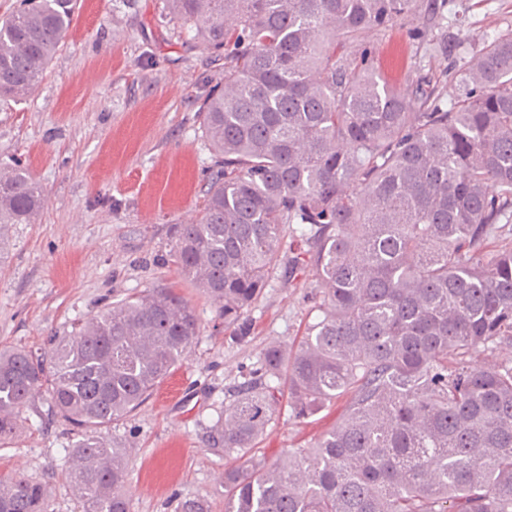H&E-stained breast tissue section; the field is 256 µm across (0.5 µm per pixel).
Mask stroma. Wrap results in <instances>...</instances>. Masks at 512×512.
<instances>
[{
    "label": "stroma",
    "instance_id": "obj_1",
    "mask_svg": "<svg viewBox=\"0 0 512 512\" xmlns=\"http://www.w3.org/2000/svg\"><path fill=\"white\" fill-rule=\"evenodd\" d=\"M161 0H78L74 20L27 98L0 107V165L21 159L44 194L34 223L12 224L0 246V348L43 349L101 306L171 287L201 321L190 356L154 396L113 422L107 439L126 448L131 512H174L178 499L206 497L224 510V470L240 463L208 454L200 433L244 382L262 349L295 346L315 317L311 276L276 272L233 336L171 261L172 227L197 220L213 156L198 110L224 64L164 23ZM448 30L466 47L512 33V0H444ZM409 21L368 30L380 71L441 78L445 54L410 39ZM339 397L310 423L282 407L255 456L276 462L309 444L346 412ZM45 398L22 411L23 429L0 446V475L47 482L49 512H80L65 476L75 436L49 421Z\"/></svg>",
    "mask_w": 512,
    "mask_h": 512
}]
</instances>
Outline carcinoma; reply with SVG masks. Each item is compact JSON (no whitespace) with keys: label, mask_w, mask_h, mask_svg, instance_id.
<instances>
[{"label":"carcinoma","mask_w":512,"mask_h":512,"mask_svg":"<svg viewBox=\"0 0 512 512\" xmlns=\"http://www.w3.org/2000/svg\"><path fill=\"white\" fill-rule=\"evenodd\" d=\"M187 42L224 60L200 106L216 170L196 224L173 225L179 274L246 335L274 274H310L314 322L270 344L204 428L206 451L244 457L287 399L307 421L343 417L286 460L224 471V512H512V35L431 81L390 84L359 48L369 28L434 0H163ZM76 0H19L0 21V106L38 85ZM42 191L0 170V230L30 224ZM288 252H283L285 238ZM193 306L172 288L113 302L51 349L0 350V443L47 394L68 422L82 512H130L126 449L102 430L140 408L190 354ZM48 486L0 478V512H48ZM176 512H214L206 498Z\"/></svg>","instance_id":"cac0c4a2"}]
</instances>
